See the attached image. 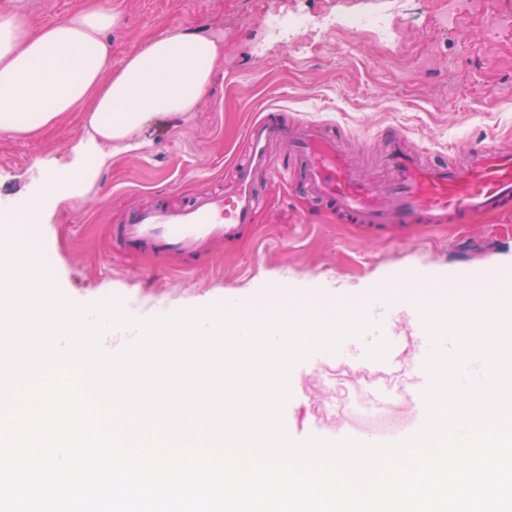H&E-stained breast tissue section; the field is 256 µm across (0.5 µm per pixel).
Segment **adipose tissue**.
<instances>
[{
  "instance_id": "obj_1",
  "label": "adipose tissue",
  "mask_w": 512,
  "mask_h": 512,
  "mask_svg": "<svg viewBox=\"0 0 512 512\" xmlns=\"http://www.w3.org/2000/svg\"><path fill=\"white\" fill-rule=\"evenodd\" d=\"M116 22L98 0H80L64 20L42 26L0 14V133L31 135L68 113L83 116L71 163L40 171L58 202L88 193L154 114L195 111L224 58L221 41L175 31L147 40L116 71L107 37Z\"/></svg>"
}]
</instances>
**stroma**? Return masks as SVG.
<instances>
[{"instance_id":"stroma-1","label":"stroma","mask_w":512,"mask_h":512,"mask_svg":"<svg viewBox=\"0 0 512 512\" xmlns=\"http://www.w3.org/2000/svg\"><path fill=\"white\" fill-rule=\"evenodd\" d=\"M117 12L110 34L112 65L145 40L177 30H200L224 43V62L193 112H161L138 132L140 149L113 158L96 186L63 204L45 195L39 167L68 161L82 135V118L72 113L58 126L31 139L0 135V204L17 213L40 203V219L26 234L50 258L58 290L73 303L113 301L136 321L181 312L224 311L228 296L237 309L272 310L295 297L326 304L340 300L367 306L371 287L432 305L458 295L467 273L483 270L488 280L512 268V215L469 224H410L395 231L350 224L313 206L294 185L269 184L250 233L217 245L194 269L169 260L120 253L112 229L130 207L150 199L176 205L189 195L223 186L244 156V131L262 109L277 106L298 119L344 134L359 171L378 181L380 129L394 126L425 148L429 158L461 159L470 142L512 135V34L486 37L476 22L449 25L441 0H409V12L392 18L394 36L379 41L369 33L304 29L288 37L266 30L269 11L300 12L315 18L332 0H104ZM74 0H0L37 24L67 13ZM438 36L424 41L422 30ZM408 271L431 283L415 297L394 282ZM398 340L402 355L386 359V340ZM357 352L354 365L381 375L404 372L411 388L421 376L417 358L427 351L399 315L379 336L345 337L326 351L328 364ZM323 369L289 374L283 407L287 436L312 438V423L341 427L319 407L334 396L322 384Z\"/></svg>"}]
</instances>
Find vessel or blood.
Wrapping results in <instances>:
<instances>
[{
	"label": "vessel or blood",
	"instance_id": "1",
	"mask_svg": "<svg viewBox=\"0 0 512 512\" xmlns=\"http://www.w3.org/2000/svg\"><path fill=\"white\" fill-rule=\"evenodd\" d=\"M379 137L387 176L376 183L355 173L341 137L267 108L247 128V152L230 186L177 206L132 207L119 241L124 250L190 266L214 243L241 237L261 206L260 184L276 180L298 181L312 201L354 224H464L512 211L511 146L471 142L466 162L457 165L425 160L396 127Z\"/></svg>",
	"mask_w": 512,
	"mask_h": 512
}]
</instances>
